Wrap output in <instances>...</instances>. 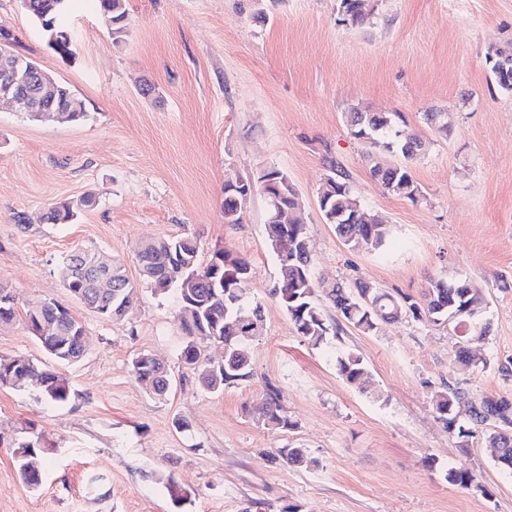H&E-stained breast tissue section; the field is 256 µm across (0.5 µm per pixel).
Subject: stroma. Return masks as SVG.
<instances>
[{
	"label": "stroma",
	"instance_id": "35a3bbf8",
	"mask_svg": "<svg viewBox=\"0 0 512 512\" xmlns=\"http://www.w3.org/2000/svg\"><path fill=\"white\" fill-rule=\"evenodd\" d=\"M127 9L116 40L89 0H73L65 58L20 0H0V42L67 85L88 113L59 124L0 105V287L16 298L0 358L54 365L26 324L42 300L69 309L87 347L83 360L57 367L71 387L64 404L0 385V512H512V476L493 449L460 448L432 406L448 381L475 398L512 400V379L497 371L512 358V94L486 59L490 47L512 45V0H376L360 27L343 23L339 0H127ZM260 9L265 19H255ZM354 108L399 113L401 136L427 141L409 163L421 202L370 174L347 124ZM430 112L447 113V131ZM333 165L389 225L380 250L351 249L324 221L317 194ZM270 168L301 196L316 283L360 280L417 298L437 280L482 288L491 332L475 353L486 366L454 373L453 332L410 318L371 335L346 326L318 347L302 341L272 296L278 265L263 195L242 223L224 221L225 180ZM87 194L96 205L72 223H41L51 204ZM182 235L198 240L200 263L217 248L246 257L241 292L264 306L253 376L219 394L178 358L175 293L154 294L139 275L143 241ZM74 249L123 263L138 296L124 319L100 317L65 288L61 258ZM342 349L363 357L381 400L342 378ZM139 353L170 369L165 398L136 383ZM271 385L295 429L272 431L254 416ZM31 431L51 446L34 489L7 446ZM287 445L319 468L272 462ZM459 465L476 489L446 481ZM168 477L186 491L182 505Z\"/></svg>",
	"mask_w": 512,
	"mask_h": 512
}]
</instances>
